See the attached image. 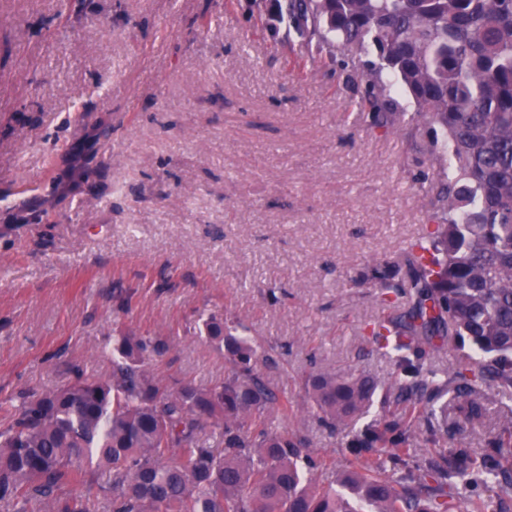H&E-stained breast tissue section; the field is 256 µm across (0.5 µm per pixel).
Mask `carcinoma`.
<instances>
[{"instance_id":"carcinoma-1","label":"carcinoma","mask_w":512,"mask_h":512,"mask_svg":"<svg viewBox=\"0 0 512 512\" xmlns=\"http://www.w3.org/2000/svg\"><path fill=\"white\" fill-rule=\"evenodd\" d=\"M261 11L326 53L372 131L427 125L430 156L448 170L421 175L432 230L401 255L374 262L353 285L378 289L387 313L366 326L389 339L404 373L396 383L309 374L305 394L321 421L349 435L347 464L326 487L311 474L325 460L277 429L288 413L259 370L250 341L224 319L199 335L224 355V380L169 385L154 359L156 336L113 340L112 373L23 396L0 426V512H91L96 489L109 512H489L481 497L456 499L459 483L512 494V426L493 458L420 437L417 414L445 415V395H469L456 425L482 418L471 398L488 380L512 393V0H267ZM374 54L372 60L361 56ZM413 102L397 111L383 77ZM468 340L472 353L442 378L420 360ZM423 448L412 455L411 442ZM389 443L392 451L374 453Z\"/></svg>"}]
</instances>
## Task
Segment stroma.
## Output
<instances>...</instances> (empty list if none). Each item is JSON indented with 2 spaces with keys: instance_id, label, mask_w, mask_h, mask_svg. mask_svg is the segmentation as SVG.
<instances>
[{
  "instance_id": "35a3bbf8",
  "label": "stroma",
  "mask_w": 512,
  "mask_h": 512,
  "mask_svg": "<svg viewBox=\"0 0 512 512\" xmlns=\"http://www.w3.org/2000/svg\"><path fill=\"white\" fill-rule=\"evenodd\" d=\"M427 127L367 129L326 55L270 34L248 0H0V404L107 375L112 340H168L169 382L224 378L201 317L240 324L288 397L281 430L343 464L302 383L382 381L395 354L354 277L431 223ZM475 456L512 423L495 382Z\"/></svg>"
}]
</instances>
